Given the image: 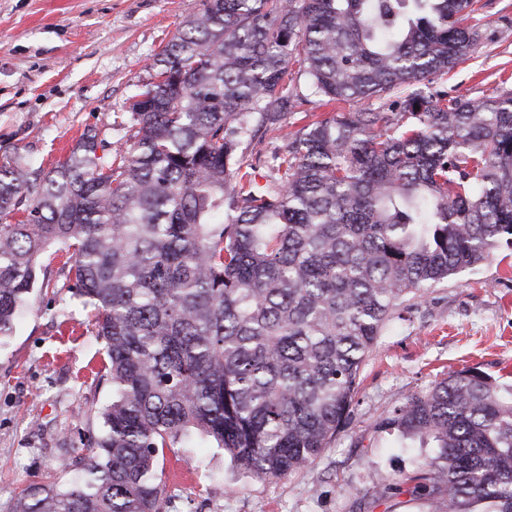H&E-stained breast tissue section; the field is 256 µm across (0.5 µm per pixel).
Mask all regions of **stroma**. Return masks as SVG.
<instances>
[{"label":"stroma","instance_id":"35a3bbf8","mask_svg":"<svg viewBox=\"0 0 512 512\" xmlns=\"http://www.w3.org/2000/svg\"><path fill=\"white\" fill-rule=\"evenodd\" d=\"M484 38L435 77L449 96L512 92V0H481ZM201 0H0V164L50 170L79 136L116 141L117 116L150 78L154 53ZM67 255L50 249L12 333L0 339V512L28 485L77 475L83 442L104 432L112 401L95 310L70 289ZM475 368L512 384V250L451 276L390 320L360 370L341 431L310 466L278 480L242 477L223 449L182 440L158 456L166 512H428L408 492L379 491L425 448L385 430L411 394Z\"/></svg>","mask_w":512,"mask_h":512}]
</instances>
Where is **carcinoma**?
Returning a JSON list of instances; mask_svg holds the SVG:
<instances>
[{
  "label": "carcinoma",
  "instance_id": "1",
  "mask_svg": "<svg viewBox=\"0 0 512 512\" xmlns=\"http://www.w3.org/2000/svg\"><path fill=\"white\" fill-rule=\"evenodd\" d=\"M477 2L202 0L115 147L88 129L47 172L0 165V335L59 245L112 381L81 477L14 512H165L156 457L194 434L250 478L311 465L386 323L512 249V93L431 87ZM302 87L380 105L301 113ZM288 124L261 185L241 146ZM389 425L435 445L410 490L431 512H512V388L453 371Z\"/></svg>",
  "mask_w": 512,
  "mask_h": 512
}]
</instances>
